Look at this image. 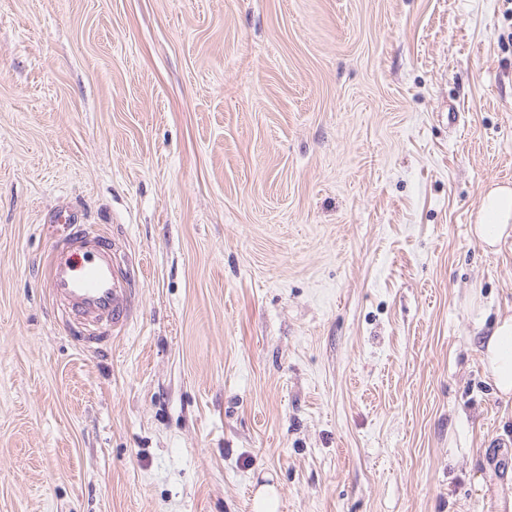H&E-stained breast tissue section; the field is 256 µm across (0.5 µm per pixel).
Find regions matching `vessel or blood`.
Segmentation results:
<instances>
[{
    "label": "vessel or blood",
    "instance_id": "1",
    "mask_svg": "<svg viewBox=\"0 0 512 512\" xmlns=\"http://www.w3.org/2000/svg\"><path fill=\"white\" fill-rule=\"evenodd\" d=\"M44 268L53 302L74 316L85 347L106 351L113 329L124 327L131 317L128 273L115 263L111 239L96 225H73L53 245Z\"/></svg>",
    "mask_w": 512,
    "mask_h": 512
}]
</instances>
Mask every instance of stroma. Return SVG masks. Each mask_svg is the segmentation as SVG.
<instances>
[{
    "instance_id": "35a3bbf8",
    "label": "stroma",
    "mask_w": 512,
    "mask_h": 512,
    "mask_svg": "<svg viewBox=\"0 0 512 512\" xmlns=\"http://www.w3.org/2000/svg\"><path fill=\"white\" fill-rule=\"evenodd\" d=\"M512 0H0V512H512ZM71 209L133 267L52 314ZM469 232L491 249L512 237V187L494 185L486 191ZM44 260V280L57 304L65 305L84 346L95 353L112 346V327L131 317L128 272L113 259L112 241L96 224H72ZM481 362L491 378L497 395L512 398V314H505L495 322L491 334L481 343ZM253 512H276L279 503L278 492L273 485H263L253 498Z\"/></svg>"
}]
</instances>
